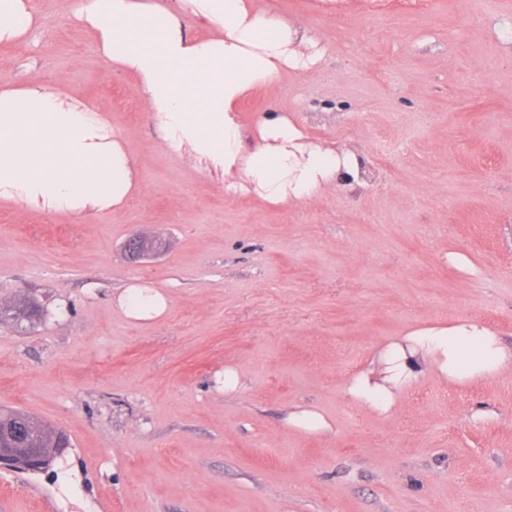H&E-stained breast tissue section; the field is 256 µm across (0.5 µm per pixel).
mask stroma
<instances>
[{
    "label": "stroma",
    "mask_w": 512,
    "mask_h": 512,
    "mask_svg": "<svg viewBox=\"0 0 512 512\" xmlns=\"http://www.w3.org/2000/svg\"><path fill=\"white\" fill-rule=\"evenodd\" d=\"M76 2L32 0L0 88L34 76L106 115L142 188L82 218L0 203V307L43 313L0 321V407L70 439L47 471H0V512H512V365L466 384L423 366L384 412L348 392L415 329L474 319L512 351V0H258L323 57L243 121L277 103L359 161L278 206L166 149ZM135 231L161 252L129 261ZM132 283L168 313L127 318ZM304 410L325 429L292 424Z\"/></svg>",
    "instance_id": "obj_1"
}]
</instances>
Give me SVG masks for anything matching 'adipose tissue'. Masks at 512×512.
<instances>
[{
    "label": "adipose tissue",
    "mask_w": 512,
    "mask_h": 512,
    "mask_svg": "<svg viewBox=\"0 0 512 512\" xmlns=\"http://www.w3.org/2000/svg\"><path fill=\"white\" fill-rule=\"evenodd\" d=\"M188 15L212 35L192 36ZM77 17L94 28L105 60L137 77L166 147L222 174L226 193L284 205L356 169L350 150L307 141L277 106L241 122L240 106L253 91L285 71L315 67L322 56L311 31L256 0H82ZM32 23L31 0H0L1 43L26 45ZM141 187L133 155L99 112L35 81L0 90V201L81 217L121 207ZM117 303L135 321L169 309L168 297L145 284L127 286ZM381 360L380 375L357 376L350 392L385 411L425 363L464 384L499 372L512 355L493 332L467 321L412 332Z\"/></svg>",
    "instance_id": "ef3b65f1"
}]
</instances>
